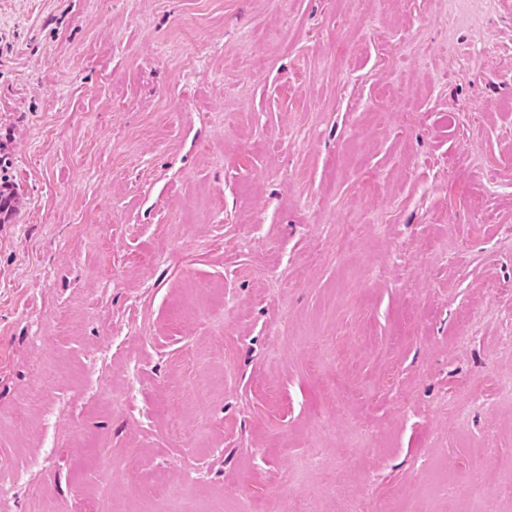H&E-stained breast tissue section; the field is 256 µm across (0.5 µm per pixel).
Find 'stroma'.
Listing matches in <instances>:
<instances>
[{"label":"stroma","mask_w":512,"mask_h":512,"mask_svg":"<svg viewBox=\"0 0 512 512\" xmlns=\"http://www.w3.org/2000/svg\"><path fill=\"white\" fill-rule=\"evenodd\" d=\"M0 512H512V0H0Z\"/></svg>","instance_id":"obj_1"}]
</instances>
